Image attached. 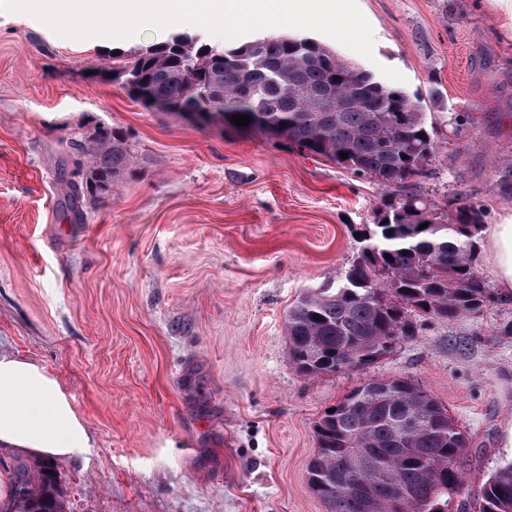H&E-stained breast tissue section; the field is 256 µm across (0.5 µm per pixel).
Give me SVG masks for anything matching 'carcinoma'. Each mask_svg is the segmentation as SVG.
<instances>
[{
  "label": "carcinoma",
  "instance_id": "cac0c4a2",
  "mask_svg": "<svg viewBox=\"0 0 512 512\" xmlns=\"http://www.w3.org/2000/svg\"><path fill=\"white\" fill-rule=\"evenodd\" d=\"M105 72L131 93L146 91L143 102L150 107L212 113L237 131L274 133L382 190L357 257L335 281L305 289L288 310V361L301 376L372 363L386 352L382 340L414 335L411 312L452 323L491 304L477 270L482 205L438 207L408 190L439 160L440 146L435 122L407 93L316 40L298 44L284 35L226 48L176 34L112 56ZM343 95L354 105L338 112L336 98ZM240 114L251 119L242 128L231 122ZM72 146L85 168L82 180L71 183L73 202L111 196L112 185L135 166L132 145L116 128L100 127L95 141ZM398 387L395 404L391 392ZM315 437L308 485L327 512H367L340 467L363 456L369 458L364 479L376 488L372 512H399L402 490L415 499L409 512H441V504L464 488L458 463L469 447L465 431L437 397L407 377L373 379L353 389L316 423ZM10 471L11 496L0 512H63L56 463L18 459ZM476 505V512H512V462L477 490Z\"/></svg>",
  "mask_w": 512,
  "mask_h": 512
}]
</instances>
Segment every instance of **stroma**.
Listing matches in <instances>:
<instances>
[{
  "label": "stroma",
  "mask_w": 512,
  "mask_h": 512,
  "mask_svg": "<svg viewBox=\"0 0 512 512\" xmlns=\"http://www.w3.org/2000/svg\"><path fill=\"white\" fill-rule=\"evenodd\" d=\"M373 59L319 35L371 73L398 70L442 154L418 189L512 218V10L498 0H357ZM199 34L191 24L179 29ZM61 37L0 9V351L67 388L93 434L59 461L65 512H327L307 468L316 422L375 378L423 384L466 431L465 487L512 461V294L452 323L414 317L377 361L300 376L285 317L336 280L381 190L287 144L145 106L104 77L108 56L166 41ZM464 122H456V115ZM118 128L138 162L102 201L80 200L60 165L72 141Z\"/></svg>",
  "instance_id": "stroma-1"
}]
</instances>
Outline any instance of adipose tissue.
I'll return each instance as SVG.
<instances>
[{
	"instance_id": "ef3b65f1",
	"label": "adipose tissue",
	"mask_w": 512,
	"mask_h": 512,
	"mask_svg": "<svg viewBox=\"0 0 512 512\" xmlns=\"http://www.w3.org/2000/svg\"><path fill=\"white\" fill-rule=\"evenodd\" d=\"M499 288L512 292V223L485 231ZM91 433L62 383L36 361L0 352V447L39 458L72 459Z\"/></svg>"
}]
</instances>
